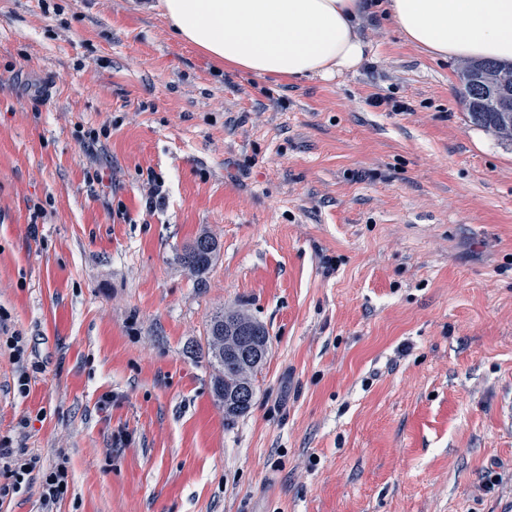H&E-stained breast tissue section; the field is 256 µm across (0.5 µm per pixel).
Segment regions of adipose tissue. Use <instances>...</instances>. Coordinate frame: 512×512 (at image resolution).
<instances>
[{
  "instance_id": "ef3b65f1",
  "label": "adipose tissue",
  "mask_w": 512,
  "mask_h": 512,
  "mask_svg": "<svg viewBox=\"0 0 512 512\" xmlns=\"http://www.w3.org/2000/svg\"><path fill=\"white\" fill-rule=\"evenodd\" d=\"M175 36L249 74L340 77L366 45L364 0H159ZM402 37L441 59L512 62V0H387Z\"/></svg>"
}]
</instances>
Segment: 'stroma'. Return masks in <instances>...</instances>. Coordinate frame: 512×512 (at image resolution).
Wrapping results in <instances>:
<instances>
[{"mask_svg": "<svg viewBox=\"0 0 512 512\" xmlns=\"http://www.w3.org/2000/svg\"><path fill=\"white\" fill-rule=\"evenodd\" d=\"M157 3L0 0V438L66 462L57 512H512V145L458 62L372 14L354 71L261 79ZM223 308L270 334L231 427ZM219 243L206 234L199 235L174 256L175 262L196 278L197 287H204L203 275L210 268L219 252ZM236 340L228 336V343L224 347V312L220 311L214 314L208 324L207 330V352L210 357V363L215 367L217 373L213 380V395L219 407L224 408V424L226 426L233 425L235 421L244 416L252 406L250 404H239L234 409H225L224 404L228 405L232 402L231 395H225L224 389L229 391L237 385L236 374L242 363H246L248 357L240 354L236 361L229 360L224 356V353H238L239 349L236 346ZM220 388V393H216L217 388Z\"/></svg>", "mask_w": 512, "mask_h": 512, "instance_id": "obj_1", "label": "stroma"}]
</instances>
